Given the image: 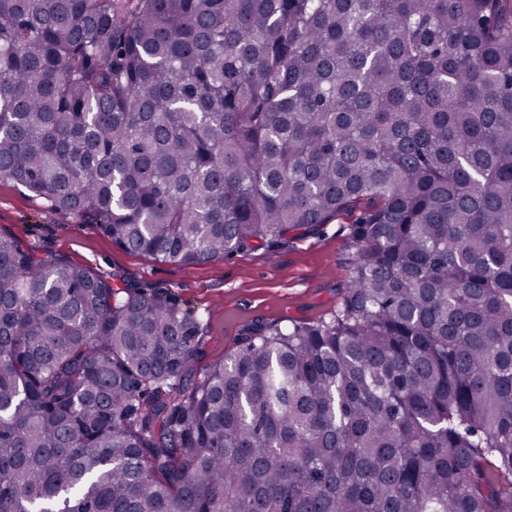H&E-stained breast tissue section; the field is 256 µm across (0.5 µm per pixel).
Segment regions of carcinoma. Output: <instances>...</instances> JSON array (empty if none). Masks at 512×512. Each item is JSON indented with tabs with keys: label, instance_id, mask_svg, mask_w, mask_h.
<instances>
[{
	"label": "carcinoma",
	"instance_id": "cac0c4a2",
	"mask_svg": "<svg viewBox=\"0 0 512 512\" xmlns=\"http://www.w3.org/2000/svg\"><path fill=\"white\" fill-rule=\"evenodd\" d=\"M192 264L338 218L247 326L0 235V512H512V0H0V179Z\"/></svg>",
	"mask_w": 512,
	"mask_h": 512
}]
</instances>
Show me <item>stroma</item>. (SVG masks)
Returning <instances> with one entry per match:
<instances>
[{
  "mask_svg": "<svg viewBox=\"0 0 512 512\" xmlns=\"http://www.w3.org/2000/svg\"><path fill=\"white\" fill-rule=\"evenodd\" d=\"M349 231V225L335 222L284 246L173 265L123 250L96 225L53 210L15 181L0 179V235L129 285L171 293L194 308L205 336L196 361L201 370L219 360L252 322H313L334 311L351 277Z\"/></svg>",
  "mask_w": 512,
  "mask_h": 512,
  "instance_id": "35a3bbf8",
  "label": "stroma"
}]
</instances>
